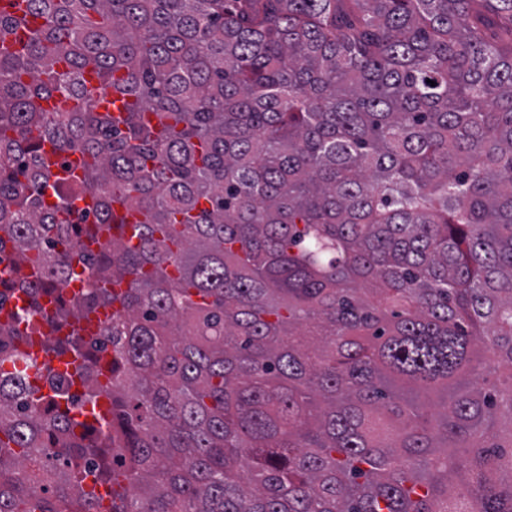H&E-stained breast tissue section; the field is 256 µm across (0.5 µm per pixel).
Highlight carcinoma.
<instances>
[{
	"label": "carcinoma",
	"mask_w": 512,
	"mask_h": 512,
	"mask_svg": "<svg viewBox=\"0 0 512 512\" xmlns=\"http://www.w3.org/2000/svg\"><path fill=\"white\" fill-rule=\"evenodd\" d=\"M30 2L46 25L0 51L3 287L40 312L92 267L48 321L119 309L112 387L81 336L43 384L0 373V512H512V0ZM86 70L135 105L100 112ZM34 130L83 176L50 180ZM86 197L95 223L60 219Z\"/></svg>",
	"instance_id": "carcinoma-1"
}]
</instances>
